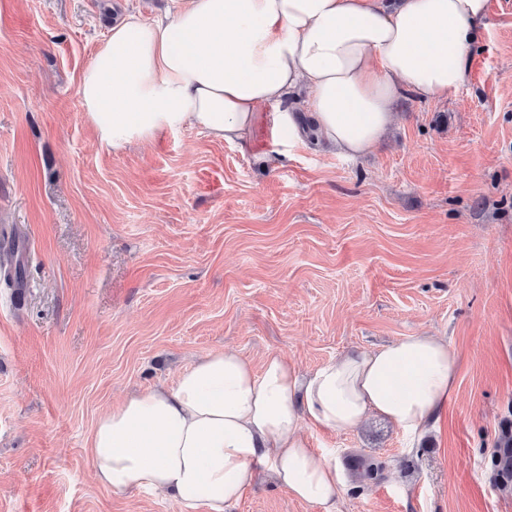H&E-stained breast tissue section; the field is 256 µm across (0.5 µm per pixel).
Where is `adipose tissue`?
Instances as JSON below:
<instances>
[{
    "instance_id": "1",
    "label": "adipose tissue",
    "mask_w": 512,
    "mask_h": 512,
    "mask_svg": "<svg viewBox=\"0 0 512 512\" xmlns=\"http://www.w3.org/2000/svg\"><path fill=\"white\" fill-rule=\"evenodd\" d=\"M162 19L115 23L77 81L99 143L118 153L186 126L247 143L260 119L355 157L372 150L405 97L466 83L488 0H172ZM307 92L310 123L278 106ZM459 361L415 335L305 374L284 356H200L172 386L103 411L87 441L95 476L171 493L182 512H227L258 465L294 498L331 512L342 484L308 428L346 431L378 415L412 434L447 405Z\"/></svg>"
}]
</instances>
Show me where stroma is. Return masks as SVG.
<instances>
[{
  "label": "stroma",
  "instance_id": "obj_1",
  "mask_svg": "<svg viewBox=\"0 0 512 512\" xmlns=\"http://www.w3.org/2000/svg\"><path fill=\"white\" fill-rule=\"evenodd\" d=\"M167 0H0V512H181L101 485L98 416L198 357L279 353L305 372L407 336L460 362L438 418L311 429L336 457L333 512H512L490 470L512 426V0H489L467 83L401 100L352 158L259 125L187 126L115 154L77 79L113 23ZM383 462L380 481L360 462ZM230 512H324L258 472Z\"/></svg>",
  "mask_w": 512,
  "mask_h": 512
}]
</instances>
